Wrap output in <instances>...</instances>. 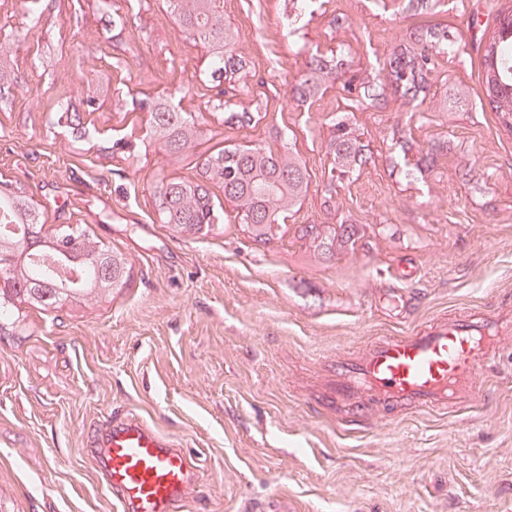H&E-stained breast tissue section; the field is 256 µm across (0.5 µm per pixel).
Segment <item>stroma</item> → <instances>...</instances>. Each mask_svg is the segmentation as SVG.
Wrapping results in <instances>:
<instances>
[{
	"label": "stroma",
	"instance_id": "obj_1",
	"mask_svg": "<svg viewBox=\"0 0 512 512\" xmlns=\"http://www.w3.org/2000/svg\"><path fill=\"white\" fill-rule=\"evenodd\" d=\"M290 0H224L249 61L213 77L166 0H0L19 86L0 94V180L32 199L46 231L69 224L120 251L124 287L58 309L21 305L0 334V512H118L90 444L133 413L195 464L178 512H512V336L470 404L340 408L322 384L336 356L440 317L512 320V125L483 96L478 45L512 0H319L297 34ZM439 56L422 104L366 78L427 30ZM345 60L353 87L298 101L312 59ZM110 79L108 103L87 88ZM226 85L230 99L216 108ZM464 87L458 110L440 107ZM173 100L208 133L172 160L146 132L145 103ZM252 113L243 121L242 113ZM347 118L364 146L349 179L327 144ZM288 134L276 139L277 131ZM289 147L310 186L275 239L254 242L224 191L206 235L161 221L154 188L194 179L211 155ZM351 234L334 253L310 226Z\"/></svg>",
	"mask_w": 512,
	"mask_h": 512
}]
</instances>
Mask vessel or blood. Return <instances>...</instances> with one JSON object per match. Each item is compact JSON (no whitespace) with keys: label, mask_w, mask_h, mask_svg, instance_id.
Listing matches in <instances>:
<instances>
[{"label":"vessel or blood","mask_w":512,"mask_h":512,"mask_svg":"<svg viewBox=\"0 0 512 512\" xmlns=\"http://www.w3.org/2000/svg\"><path fill=\"white\" fill-rule=\"evenodd\" d=\"M512 325L494 314L444 317L407 336H383L362 353L340 356L328 381L339 403L402 399L425 411L475 400L477 378ZM103 479L121 512H176L193 464L143 419H107L96 443Z\"/></svg>","instance_id":"b4317fda"}]
</instances>
